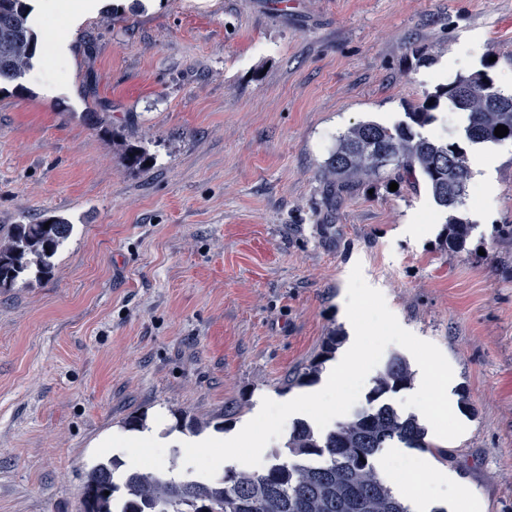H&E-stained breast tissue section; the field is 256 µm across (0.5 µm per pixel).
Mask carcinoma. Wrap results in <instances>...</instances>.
Listing matches in <instances>:
<instances>
[{"label": "carcinoma", "instance_id": "obj_1", "mask_svg": "<svg viewBox=\"0 0 512 512\" xmlns=\"http://www.w3.org/2000/svg\"><path fill=\"white\" fill-rule=\"evenodd\" d=\"M28 0H0V82H11L33 66L37 35ZM445 97L466 113L464 142H448L422 132L434 120L433 110ZM392 128L361 122L341 135L326 161L328 184L347 192L363 178L386 174L390 181L420 176L433 201L448 210L441 246L451 253L467 249L475 225L461 212L471 171L467 147L512 141V95H506L484 72L461 76L433 96V104L406 113ZM504 125L508 134L494 135ZM125 165L144 167L147 157L133 147L123 153ZM73 231L70 220L54 212L33 224L0 225V288L30 286L52 273L59 249ZM336 335L326 337L322 351L302 379L313 382L319 366L333 357ZM411 384L405 359L395 356L376 380L367 405L325 434L304 421L288 436V458L260 471L227 470L208 481L178 479L174 466L165 470L130 469L115 481L116 464L101 460L88 471L81 494L82 512H410L378 474L374 457L397 440L408 448L430 449L426 431L413 417H402L385 395ZM109 495H104V492Z\"/></svg>", "mask_w": 512, "mask_h": 512}]
</instances>
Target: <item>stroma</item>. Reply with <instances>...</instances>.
Masks as SVG:
<instances>
[{"label": "stroma", "instance_id": "obj_1", "mask_svg": "<svg viewBox=\"0 0 512 512\" xmlns=\"http://www.w3.org/2000/svg\"><path fill=\"white\" fill-rule=\"evenodd\" d=\"M61 91L0 96V224L53 211L73 233L49 279L0 290V512H81L89 468L185 466L177 416L229 438L263 398L304 391L326 336L348 338L361 265L400 325L455 377L463 437L434 470L393 442L383 477L433 512H512V141L470 181L466 251L423 185L363 181L337 200L325 162L350 126L405 120L436 65L512 79V0H93ZM432 65L419 63V55ZM123 132L112 141L108 128ZM149 163L128 169L121 144ZM165 419L161 447L125 429Z\"/></svg>", "mask_w": 512, "mask_h": 512}]
</instances>
